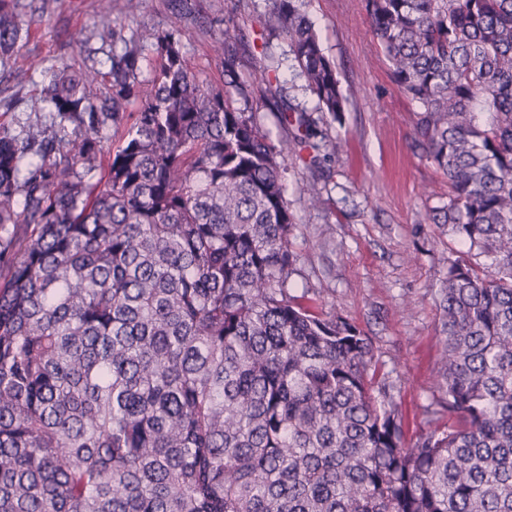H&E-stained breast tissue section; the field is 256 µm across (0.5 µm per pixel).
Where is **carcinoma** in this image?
<instances>
[{
	"label": "carcinoma",
	"mask_w": 512,
	"mask_h": 512,
	"mask_svg": "<svg viewBox=\"0 0 512 512\" xmlns=\"http://www.w3.org/2000/svg\"><path fill=\"white\" fill-rule=\"evenodd\" d=\"M295 2L272 0L273 28L335 118ZM365 3L448 179L429 220L467 248L439 292L448 422L406 443L369 337L290 293L283 147L234 45L204 90L181 30L144 28L106 73L48 69L71 132L0 129V512H512V0ZM33 4L0 0L1 56Z\"/></svg>",
	"instance_id": "obj_1"
}]
</instances>
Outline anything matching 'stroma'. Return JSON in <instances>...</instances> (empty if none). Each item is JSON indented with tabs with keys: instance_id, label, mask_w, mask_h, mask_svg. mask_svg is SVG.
I'll list each match as a JSON object with an SVG mask.
<instances>
[{
	"instance_id": "stroma-1",
	"label": "stroma",
	"mask_w": 512,
	"mask_h": 512,
	"mask_svg": "<svg viewBox=\"0 0 512 512\" xmlns=\"http://www.w3.org/2000/svg\"><path fill=\"white\" fill-rule=\"evenodd\" d=\"M334 64L346 97L337 117L316 111L286 38L271 33V0H140L127 16L112 0L114 42L96 36L99 0H49L26 16L16 55L0 57V126L19 132L39 104L49 67L73 63L72 47L102 61L141 28L182 31V54L200 84L220 85L223 43L236 45L242 76L254 89L278 78L285 103L312 113L336 152L314 165L303 145L289 143L284 189L294 217L291 281L296 293L355 325L372 340L389 372L408 441L433 430L440 413L443 336L439 290L460 244L428 218L448 198L444 176L412 147L416 108L393 82L369 33L365 0H299ZM316 183L317 202L306 195Z\"/></svg>"
}]
</instances>
